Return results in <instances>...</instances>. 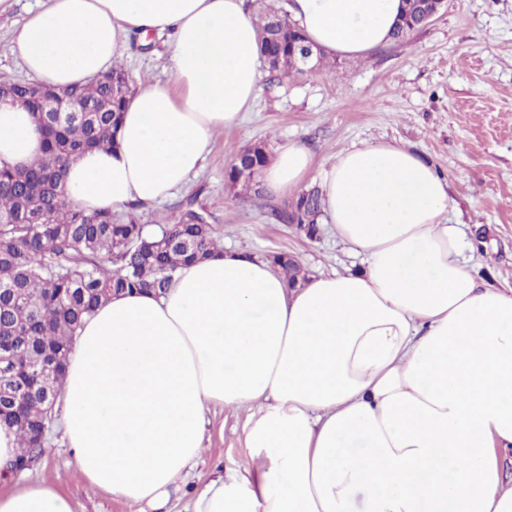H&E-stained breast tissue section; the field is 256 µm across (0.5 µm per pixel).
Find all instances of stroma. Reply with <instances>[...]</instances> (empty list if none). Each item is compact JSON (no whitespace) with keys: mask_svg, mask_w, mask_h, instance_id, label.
Wrapping results in <instances>:
<instances>
[{"mask_svg":"<svg viewBox=\"0 0 512 512\" xmlns=\"http://www.w3.org/2000/svg\"><path fill=\"white\" fill-rule=\"evenodd\" d=\"M39 0H6L0 8V78L28 75L12 51L15 31ZM166 36L134 34L122 66L133 78L166 83ZM260 91L240 127L218 136L205 167L165 203L139 209L149 227L167 223L187 199L205 210L224 248L262 259L297 257L307 276L361 266L330 225L309 239L276 217L288 197L237 196L224 187L233 149L288 140L313 152L305 187L342 150L365 143H394L418 152L448 183L445 216L458 225L466 257L481 281L512 288V0H447L429 23L399 43L359 59L326 55L322 66L286 78L263 70ZM205 452L171 495V512H185L195 489L213 472L253 467L245 445L246 414L208 413ZM48 480L69 497L74 512H142V504L91 489L53 421L41 450L25 470L0 481Z\"/></svg>","mask_w":512,"mask_h":512,"instance_id":"obj_1","label":"stroma"}]
</instances>
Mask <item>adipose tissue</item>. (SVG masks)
Returning <instances> with one entry per match:
<instances>
[{
    "mask_svg": "<svg viewBox=\"0 0 512 512\" xmlns=\"http://www.w3.org/2000/svg\"><path fill=\"white\" fill-rule=\"evenodd\" d=\"M402 0H281L307 39L342 57L386 44ZM167 35L170 85L137 82L116 145L71 163L84 212L170 198L240 124L261 73L246 0H49L13 51L42 84L111 71L132 33ZM37 123L0 102V164L29 166ZM311 150L280 144L263 174L285 194ZM323 223L363 267L289 287L268 261L224 250L167 291L111 297L81 328L60 398L89 485L164 512L204 451L205 413L247 410L260 464L209 480L187 512H512L498 453L512 448V290L478 281L443 216L448 184L411 149L364 144L320 171ZM0 512H73L41 480Z\"/></svg>",
    "mask_w": 512,
    "mask_h": 512,
    "instance_id": "1",
    "label": "adipose tissue"
}]
</instances>
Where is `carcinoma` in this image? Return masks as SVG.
<instances>
[{"instance_id":"1","label":"carcinoma","mask_w":512,"mask_h":512,"mask_svg":"<svg viewBox=\"0 0 512 512\" xmlns=\"http://www.w3.org/2000/svg\"><path fill=\"white\" fill-rule=\"evenodd\" d=\"M401 17L405 22L394 27L393 42L404 40L414 23L409 4ZM258 32L266 60L305 43L302 33L275 11L260 18ZM130 82L119 65L73 86L72 98L96 109L93 120L74 115L37 119L42 157L23 169L0 167V351L10 356L0 364V425L16 429L20 464L43 447L40 433L56 412L46 394H59L68 354L97 306L125 292L163 293L179 269L222 249L191 201L160 235L132 213L114 223L110 211L87 214L68 205L67 166L86 151L116 145ZM268 160L264 142L234 152L225 174L228 190L261 196L256 178ZM321 206L319 190H303L279 218L302 225L312 238ZM269 261L289 284L305 280L299 261L288 254H274Z\"/></svg>"}]
</instances>
